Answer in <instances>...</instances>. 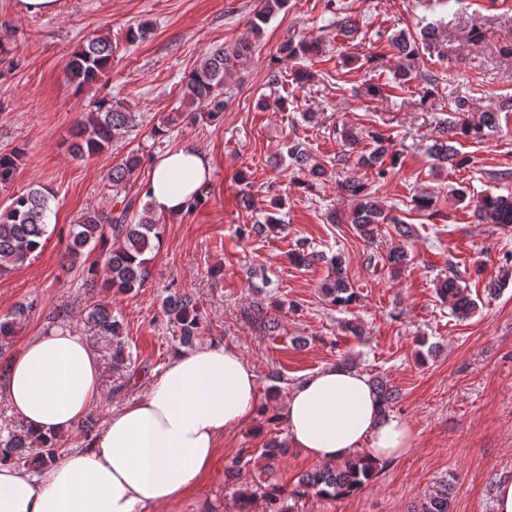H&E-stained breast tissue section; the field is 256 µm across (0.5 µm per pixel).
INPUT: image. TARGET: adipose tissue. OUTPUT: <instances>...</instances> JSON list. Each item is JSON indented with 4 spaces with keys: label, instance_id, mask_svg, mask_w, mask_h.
<instances>
[{
    "label": "adipose tissue",
    "instance_id": "ef3b65f1",
    "mask_svg": "<svg viewBox=\"0 0 512 512\" xmlns=\"http://www.w3.org/2000/svg\"><path fill=\"white\" fill-rule=\"evenodd\" d=\"M212 173L210 156L188 142L153 158L143 195L154 214L178 215ZM102 373L81 336L53 326L12 357L0 399L32 430L64 436L100 404ZM258 404L256 375L237 349L204 342L176 353L87 447L37 474L0 464V512H168L213 474L225 433ZM283 417L289 447L321 465L355 454L382 463L415 444L410 424L381 417L368 376L353 366L330 365L297 382Z\"/></svg>",
    "mask_w": 512,
    "mask_h": 512
}]
</instances>
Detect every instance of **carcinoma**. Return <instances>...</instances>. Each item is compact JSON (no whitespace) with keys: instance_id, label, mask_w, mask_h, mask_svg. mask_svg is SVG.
<instances>
[{"instance_id":"obj_1","label":"carcinoma","mask_w":512,"mask_h":512,"mask_svg":"<svg viewBox=\"0 0 512 512\" xmlns=\"http://www.w3.org/2000/svg\"><path fill=\"white\" fill-rule=\"evenodd\" d=\"M288 0H262V7L250 20L251 33L258 37L272 17L283 10ZM391 57L396 63L393 74V87L404 88L413 79L415 63L420 56L419 41L404 31L388 37ZM253 50L252 41H241L232 46L218 45L212 48L201 62L188 74L185 84V97L193 110L172 112L152 128V135L158 138L166 135L168 126L188 117L192 120L220 122L224 119V81L238 63ZM320 45L311 40H287L279 49L285 58L299 59L319 53ZM112 60V41L105 37H94L73 54L68 60L64 74L77 84V87L92 86L100 81L102 74ZM453 115L439 129V136L428 146V155L441 167L459 168L466 163L455 146L460 137L482 139L500 127V110L492 109L480 113L469 112L466 99L454 102ZM137 126L136 113L128 110L112 99L101 96L92 103V110L82 114L76 121L72 144L73 152L82 157L99 154L112 146L115 137ZM373 149L370 155L360 156L358 165L376 168L377 175L384 177L382 168L386 156L385 140L381 133L371 131ZM288 158L305 179L299 185L310 190L317 182L325 179L328 169L312 160L302 143L288 142ZM23 156L19 148L8 153H0V186L14 180L18 164ZM142 163L139 154H127L119 164L112 167L109 180L113 190L126 187L130 175ZM340 192L355 201L350 216L359 235L372 240L378 235L379 226L392 224L398 241L382 255L383 265L394 272L400 271L411 261L408 243L413 237V227L402 220L389 217L385 208L369 191L368 185L358 178L345 179L338 183ZM50 191L44 187L30 188L14 194L7 207L0 210V275L7 274L44 247L48 235ZM136 199L124 202L117 213L99 210H86L70 225L66 245V257L74 265L83 256L100 249L99 258L83 266L87 276L89 291L101 286L121 294L137 292L152 276L150 266L152 254L160 241L158 221L151 215L149 203L136 209ZM474 215L483 224L512 226V195L487 194L477 200ZM280 229L277 219L266 213L263 221L251 226L255 234H275ZM291 261L300 266L315 262L328 265V274L320 285V291L332 305L349 306L357 300L350 287L343 261L340 257L309 253L304 250L294 252ZM512 280V267L504 266L503 274L487 282L485 292L499 293ZM439 298L448 304L451 313L458 319L469 317L477 303L471 298L467 287L461 284L460 277L451 274L437 286ZM163 311L170 323L178 329L182 345L191 344L199 334L201 318L196 304L187 294H171L163 299ZM278 307L254 305L247 311V317L257 328L271 330L278 324L275 311ZM87 321L100 331L101 335H120L121 324L112 309L105 304H93L87 313ZM371 385L381 405V414L388 415L397 400L396 390L379 377L371 379ZM59 449L58 437H37L21 427L0 439V461H12L24 466L42 468L55 461ZM374 468L364 459L353 457L335 465L320 467L299 478L297 495L305 496L312 492L325 498H345L363 489L373 476ZM453 488L448 486L422 498L411 512H450Z\"/></svg>"}]
</instances>
